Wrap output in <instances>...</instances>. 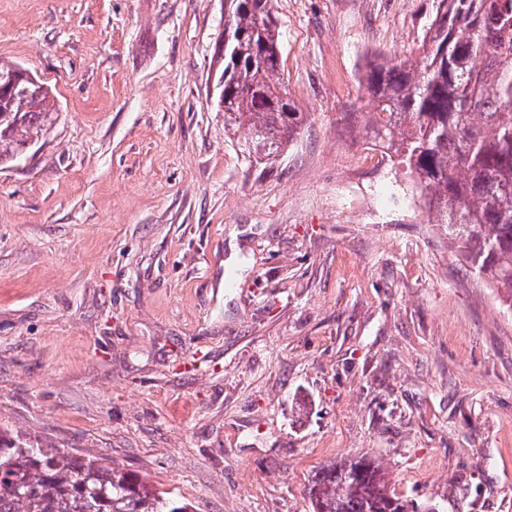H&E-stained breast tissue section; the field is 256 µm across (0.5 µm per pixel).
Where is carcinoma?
Segmentation results:
<instances>
[{
	"label": "carcinoma",
	"instance_id": "obj_1",
	"mask_svg": "<svg viewBox=\"0 0 512 512\" xmlns=\"http://www.w3.org/2000/svg\"><path fill=\"white\" fill-rule=\"evenodd\" d=\"M273 0H224V125L249 153L279 156L300 124L281 77ZM367 132L393 150L436 207L448 239L512 308V0H438L419 61L370 64ZM51 89L0 87V170L56 120ZM322 467L313 512H384L381 467ZM0 512H190L147 479L61 448H34L0 427Z\"/></svg>",
	"mask_w": 512,
	"mask_h": 512
}]
</instances>
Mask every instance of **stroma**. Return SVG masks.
Listing matches in <instances>:
<instances>
[{"label":"stroma","mask_w":512,"mask_h":512,"mask_svg":"<svg viewBox=\"0 0 512 512\" xmlns=\"http://www.w3.org/2000/svg\"><path fill=\"white\" fill-rule=\"evenodd\" d=\"M436 5L274 0L302 122L266 163L216 105L224 0H0L58 108L0 171V427L194 512H312L360 457L512 512V311L365 130L367 63Z\"/></svg>","instance_id":"35a3bbf8"}]
</instances>
